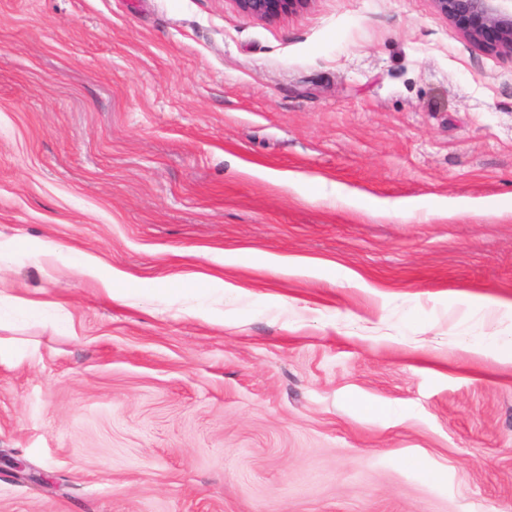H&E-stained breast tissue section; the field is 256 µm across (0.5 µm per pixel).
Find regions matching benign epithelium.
Segmentation results:
<instances>
[{
	"instance_id": "7a95c632",
	"label": "benign epithelium",
	"mask_w": 512,
	"mask_h": 512,
	"mask_svg": "<svg viewBox=\"0 0 512 512\" xmlns=\"http://www.w3.org/2000/svg\"><path fill=\"white\" fill-rule=\"evenodd\" d=\"M245 16L275 20L306 5L309 0H233ZM437 10L465 38L481 43L494 34V46L512 54V0H433Z\"/></svg>"
}]
</instances>
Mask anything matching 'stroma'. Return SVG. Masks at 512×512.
<instances>
[{
	"mask_svg": "<svg viewBox=\"0 0 512 512\" xmlns=\"http://www.w3.org/2000/svg\"><path fill=\"white\" fill-rule=\"evenodd\" d=\"M0 246V512H512V55L432 0H0ZM238 10L249 18L275 20L289 11L302 8L309 0H233Z\"/></svg>",
	"mask_w": 512,
	"mask_h": 512,
	"instance_id": "1",
	"label": "stroma"
}]
</instances>
